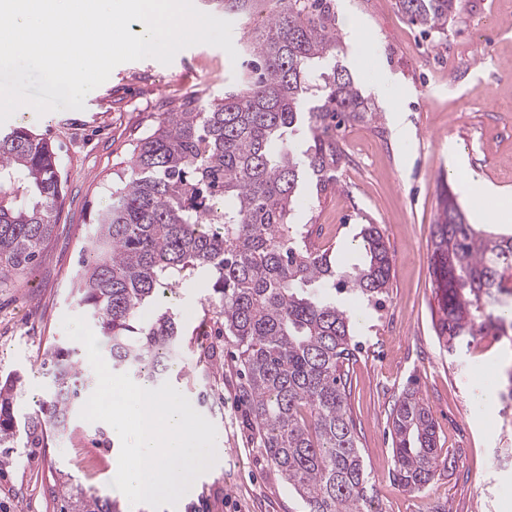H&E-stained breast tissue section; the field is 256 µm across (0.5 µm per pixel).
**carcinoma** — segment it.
Segmentation results:
<instances>
[{"mask_svg":"<svg viewBox=\"0 0 512 512\" xmlns=\"http://www.w3.org/2000/svg\"><path fill=\"white\" fill-rule=\"evenodd\" d=\"M250 42L260 64L242 87L205 106L160 114L136 143L133 176L109 195L87 237L71 294L105 337L112 368L152 383L183 346L167 291L205 278L204 307L224 318L238 349L248 416L260 445L303 502V512H375L344 369L355 309L380 302L392 256L380 228L360 235L362 262L346 268L308 242L295 212L336 184L343 151L335 130L375 116L351 73L336 62L332 0H270ZM228 15L253 0H213ZM415 26L442 33L461 0H396ZM64 183L49 143L25 126L0 132V278L37 262L59 217ZM512 233L480 228L447 186L431 230L429 273L440 292L436 321L447 351L477 335L512 342L503 273ZM50 380L36 409L21 413L22 377L0 381V447L19 433L47 448L71 427L92 384L79 348L54 343L40 364ZM395 480L408 492L433 478L439 438L413 392L390 414ZM66 512H115L112 499L62 491Z\"/></svg>","mask_w":512,"mask_h":512,"instance_id":"1","label":"carcinoma"}]
</instances>
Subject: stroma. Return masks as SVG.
<instances>
[{
  "label": "stroma",
  "instance_id": "35a3bbf8",
  "mask_svg": "<svg viewBox=\"0 0 512 512\" xmlns=\"http://www.w3.org/2000/svg\"><path fill=\"white\" fill-rule=\"evenodd\" d=\"M336 22L357 17L366 36L343 44L339 60L378 112L376 121L338 132L344 151L333 189L297 211L315 247L333 249L347 264L362 257V225L382 230L393 256L379 304L355 313L358 330L346 366L350 407L378 512H506L512 504V398L486 395L489 375L512 366V349L494 336L446 352L434 329L440 295L429 275L430 237L441 184L459 192L449 146L459 161L512 196V0H462L445 34L425 33L396 0H335ZM267 0L250 16L233 18L236 58L197 44L170 64L147 58L116 66L83 110L37 115L22 108L9 126L23 124L55 147L65 199L54 232L30 273L0 280V375L22 372L26 410L43 395L46 348L67 342L62 320L78 315L71 300L80 251L109 186L131 172L137 140L160 113L187 100L206 105L239 87L248 72L247 39L262 29ZM399 112L408 127L400 140L389 122ZM206 283L189 282L168 297L186 340L166 380L217 430V461L175 508L161 512H300L297 496L261 448L239 391L238 353L213 323L195 335ZM429 408L441 446L440 464L424 488L406 492L394 478L389 414L405 391ZM73 431L50 448L24 441L0 448V512H60L69 483L112 497L132 512L112 484L118 453L108 424L73 416Z\"/></svg>",
  "mask_w": 512,
  "mask_h": 512
}]
</instances>
